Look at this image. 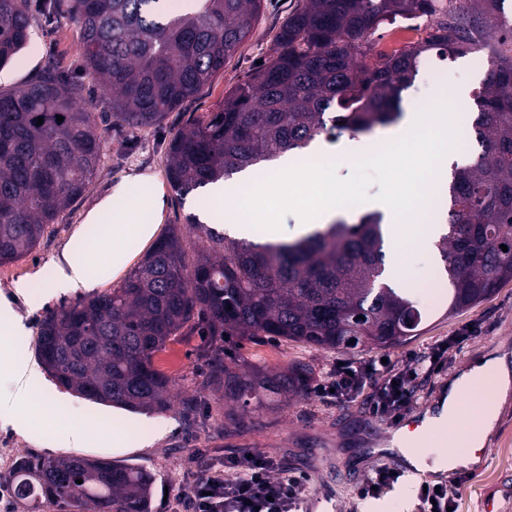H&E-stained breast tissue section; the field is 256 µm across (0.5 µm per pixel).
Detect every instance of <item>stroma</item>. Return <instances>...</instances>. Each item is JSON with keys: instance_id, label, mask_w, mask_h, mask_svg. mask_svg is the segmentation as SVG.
Here are the masks:
<instances>
[{"instance_id": "stroma-1", "label": "stroma", "mask_w": 512, "mask_h": 512, "mask_svg": "<svg viewBox=\"0 0 512 512\" xmlns=\"http://www.w3.org/2000/svg\"><path fill=\"white\" fill-rule=\"evenodd\" d=\"M302 5L303 0H263L250 38L194 98L169 112L157 127L140 132L120 126L107 130V140L121 146V156L107 160L86 193L66 211L63 222L54 225L52 232L45 234L30 254L0 266V293L6 294L15 309L24 315L28 328V336L21 343L25 362L38 361L36 341L45 311L74 304L86 299L87 294L81 290L52 296L44 311L32 313L24 296L16 291V283L46 269L50 260L61 254L91 209L127 176L165 175L168 141L194 119L221 108L225 95L245 82L258 62L272 55L281 27ZM33 16V39L9 65L0 69V90L24 83L46 61L54 60L60 63L64 75L82 83L96 111H108L107 94L84 74L76 21L60 15L49 25L38 9ZM448 67L452 71L448 84L460 92L459 98L452 102L455 111L472 112L473 93L484 79V72L470 70L465 56L449 61ZM470 324L477 326V333L463 343L444 371L419 384L414 405L419 411L447 397L449 382L477 359L501 356L512 364V282L464 312L434 313L418 336L381 350H323L284 339L230 338L225 350L249 367L285 373L303 365L310 370L308 389L302 395L277 410L248 415L237 426L226 425L224 421L226 407L222 394L206 387L210 375L207 353L212 342L193 330L172 337L153 358L155 368L172 380L167 409L131 413L92 403L71 391L67 394L68 411L73 419H90L101 424L100 432L92 433L85 445V455L107 458L119 465H142L155 475L152 512H170V497L176 494L179 485L189 484L207 458L230 452L274 454L293 470L307 473L305 512H416L417 499L401 500L394 490L377 499L353 502L355 487L374 465L371 448L387 437V421L371 415L366 397L327 405L314 396L311 388L336 360L384 355L400 364L408 353L455 335ZM190 397L195 400L191 408L184 404ZM116 425L128 433L127 447L115 448L102 441V434L111 433ZM53 431V424L47 422L30 435L0 427V448H13L31 458L67 455V448L56 446ZM484 448L479 464L466 470L465 481L455 490V512H484V499L490 495L496 496L499 512H512V397L501 405Z\"/></svg>"}]
</instances>
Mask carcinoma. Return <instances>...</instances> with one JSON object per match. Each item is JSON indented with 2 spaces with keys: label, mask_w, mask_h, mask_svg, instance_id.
<instances>
[{
  "label": "carcinoma",
  "mask_w": 512,
  "mask_h": 512,
  "mask_svg": "<svg viewBox=\"0 0 512 512\" xmlns=\"http://www.w3.org/2000/svg\"><path fill=\"white\" fill-rule=\"evenodd\" d=\"M262 2L195 0L179 12L169 0H62L60 13L78 23L84 63L109 92L111 111L80 104L81 87L55 61L0 91L1 265L30 254L92 185L109 151L104 117L134 130L159 125L224 69ZM437 2L305 0L250 80L224 96L220 111L169 141L172 190L184 197L287 152L304 154L321 137L392 124L420 57L434 51L455 59L479 47L488 58L473 98L480 152L453 166L448 232L437 249L448 313L490 298L512 281V53L488 44L464 7L448 0L437 10ZM479 2L489 27L512 40L504 0ZM419 13L431 20L426 38L397 53H373L382 25ZM32 28L27 0H0V67L26 47ZM189 227L192 250L174 225L118 285L44 316L37 356L58 385L140 413L166 407L171 380L153 356L186 328L215 341L267 336L318 349L387 347L420 331L418 303L384 282L378 213L293 243L235 238L194 216ZM223 354L215 348L209 389L255 411L288 400L306 380L302 369L240 373ZM10 479L39 512H151L155 482L143 467L81 455L24 458Z\"/></svg>",
  "instance_id": "cac0c4a2"
}]
</instances>
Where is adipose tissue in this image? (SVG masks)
Instances as JSON below:
<instances>
[{"instance_id":"ef3b65f1","label":"adipose tissue","mask_w":512,"mask_h":512,"mask_svg":"<svg viewBox=\"0 0 512 512\" xmlns=\"http://www.w3.org/2000/svg\"><path fill=\"white\" fill-rule=\"evenodd\" d=\"M162 207L158 176L136 175L118 184L112 195L89 214L87 224L72 234L61 256L51 261L46 274L38 279V290L26 292L29 310L41 308L50 296L90 290L112 279L152 238ZM26 333L23 316L9 302H0V375L24 374L36 390L35 395L21 398L4 421L25 434L50 419L56 424L60 444L83 447L92 425L72 423L63 399L44 395L41 372L19 363L14 356L15 339ZM511 394L512 369L498 359L481 360L453 381L447 402L425 427L429 436L452 442L464 440V447H455L430 461L410 448V435H395V444L413 469L400 489L401 497H412L417 472L453 471L475 464L477 450L493 429L502 402Z\"/></svg>"}]
</instances>
